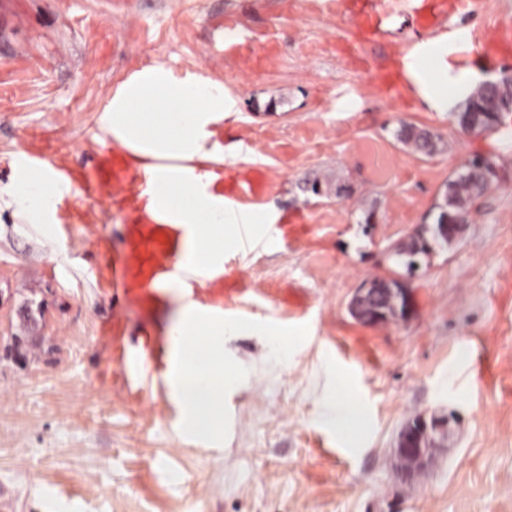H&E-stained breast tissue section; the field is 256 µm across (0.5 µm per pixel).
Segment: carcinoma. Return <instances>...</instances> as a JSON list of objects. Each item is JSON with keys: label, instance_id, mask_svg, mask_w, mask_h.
<instances>
[{"label": "carcinoma", "instance_id": "obj_1", "mask_svg": "<svg viewBox=\"0 0 512 512\" xmlns=\"http://www.w3.org/2000/svg\"><path fill=\"white\" fill-rule=\"evenodd\" d=\"M512 114V73H501L495 81L476 85L456 111V122L461 132L468 136H484L500 132L507 126ZM398 142L425 156L433 155L439 138L432 131L400 123L396 131ZM461 170L444 185L441 201L434 206V224L414 234L409 242L399 248L398 255L406 258L405 264L413 268L418 257L429 253V246H448L455 243L453 231L442 228L452 216L466 224L474 203L491 187L497 177L496 162L491 155H475L467 160Z\"/></svg>", "mask_w": 512, "mask_h": 512}]
</instances>
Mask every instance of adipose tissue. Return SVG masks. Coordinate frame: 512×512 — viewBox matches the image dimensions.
Masks as SVG:
<instances>
[{"label":"adipose tissue","instance_id":"obj_1","mask_svg":"<svg viewBox=\"0 0 512 512\" xmlns=\"http://www.w3.org/2000/svg\"><path fill=\"white\" fill-rule=\"evenodd\" d=\"M222 83L200 79L179 88L168 71L147 66L118 86L105 107L113 137L153 156L174 158V166L151 171L149 188L157 210L172 224L191 227L186 253L178 265L195 271L224 257L225 246L237 242L239 222L223 200L201 191L203 174H188L186 160L204 149L205 127L212 115L226 112ZM65 192L51 175L0 184V201L14 206L31 224L50 223ZM241 324L181 305L169 328L175 356L171 371L174 396L182 408L179 433L187 439L213 441L223 429L225 396L240 371L220 351L223 337L240 332ZM315 425L352 444L368 424L365 406L352 393L328 389L314 414Z\"/></svg>","mask_w":512,"mask_h":512}]
</instances>
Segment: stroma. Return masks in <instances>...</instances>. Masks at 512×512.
<instances>
[{
	"label": "stroma",
	"mask_w": 512,
	"mask_h": 512,
	"mask_svg": "<svg viewBox=\"0 0 512 512\" xmlns=\"http://www.w3.org/2000/svg\"><path fill=\"white\" fill-rule=\"evenodd\" d=\"M154 63L223 83L234 109L191 164L260 223L177 289L164 270L187 227L155 209L151 157L101 124ZM505 71L512 0H0V183L28 154L69 186L46 232L0 208V512L43 496L64 512H512V126L464 135L419 92L455 106ZM403 120L444 150L406 149ZM473 154L494 155V187L461 239L407 269L396 250ZM314 177L352 194L304 191ZM391 273L410 316L364 325L357 288ZM188 300L289 341L282 360L225 337L244 378L208 445L179 438L166 380ZM334 384L370 415L353 453L313 423ZM420 413L451 431L406 484L393 448Z\"/></svg>",
	"instance_id": "obj_1"
}]
</instances>
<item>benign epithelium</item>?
Returning <instances> with one entry per match:
<instances>
[{"label":"benign epithelium","instance_id":"obj_1","mask_svg":"<svg viewBox=\"0 0 512 512\" xmlns=\"http://www.w3.org/2000/svg\"><path fill=\"white\" fill-rule=\"evenodd\" d=\"M395 294L402 298L397 316L408 315L411 311L410 289L377 288L370 283L358 288L351 302V312L357 319L367 324L384 321L385 307ZM449 430L450 418L446 415L428 417L420 414L403 427L394 448L402 480L412 481L428 469L433 461V452L437 448L435 437L445 439Z\"/></svg>","mask_w":512,"mask_h":512}]
</instances>
